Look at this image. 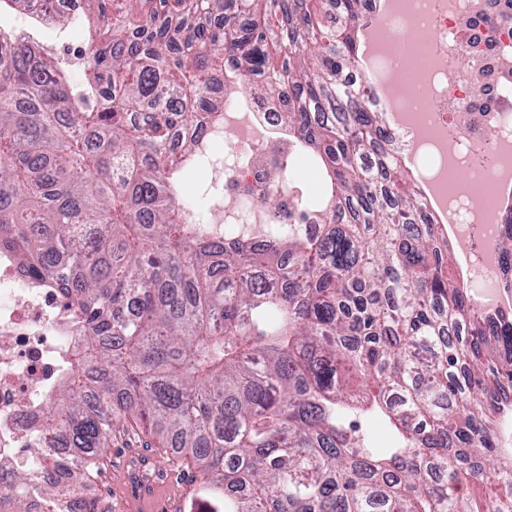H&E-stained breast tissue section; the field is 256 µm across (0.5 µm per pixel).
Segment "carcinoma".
Wrapping results in <instances>:
<instances>
[{
    "mask_svg": "<svg viewBox=\"0 0 512 512\" xmlns=\"http://www.w3.org/2000/svg\"><path fill=\"white\" fill-rule=\"evenodd\" d=\"M346 24L307 0H81L96 34L72 65L0 32V250L59 288L82 328L42 424L35 471L0 458V512H96L112 434L149 431L198 484L197 512H512L495 441L512 389V318L486 333L448 283L434 215L400 191L383 113L356 68L364 0ZM283 57L269 69L271 52ZM224 95L295 93L282 123L331 180L301 221L245 224L226 244L190 223L183 175ZM499 247L512 267V212ZM396 431L376 450L352 412Z\"/></svg>",
    "mask_w": 512,
    "mask_h": 512,
    "instance_id": "obj_1",
    "label": "carcinoma"
}]
</instances>
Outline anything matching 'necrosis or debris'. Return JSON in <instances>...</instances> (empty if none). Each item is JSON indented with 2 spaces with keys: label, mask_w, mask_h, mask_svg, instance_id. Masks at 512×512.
<instances>
[{
  "label": "necrosis or debris",
  "mask_w": 512,
  "mask_h": 512,
  "mask_svg": "<svg viewBox=\"0 0 512 512\" xmlns=\"http://www.w3.org/2000/svg\"><path fill=\"white\" fill-rule=\"evenodd\" d=\"M383 16L388 40L373 58L370 103L383 109L382 88L405 123L392 126L399 152H417L423 180L434 182L447 203L453 243L483 256L464 286L473 300L483 289L512 290V270L499 249L497 221L505 209L497 181L512 176V0H366L365 18ZM467 60L471 75L449 76L448 59ZM225 112H243L264 127L266 137H227L216 129L206 144L224 145L223 167L211 178L223 185L214 206L228 213L249 205L263 221L290 224L297 203L278 191L282 172L295 155L286 140L271 139L280 112L254 96L226 98ZM490 144L492 166L477 165L474 149ZM264 156L256 166L255 156ZM467 171L466 181L457 174ZM77 325L64 296L20 268L13 253L0 250V458L27 462L41 455L40 429L47 399L63 371Z\"/></svg>",
  "instance_id": "1"
}]
</instances>
